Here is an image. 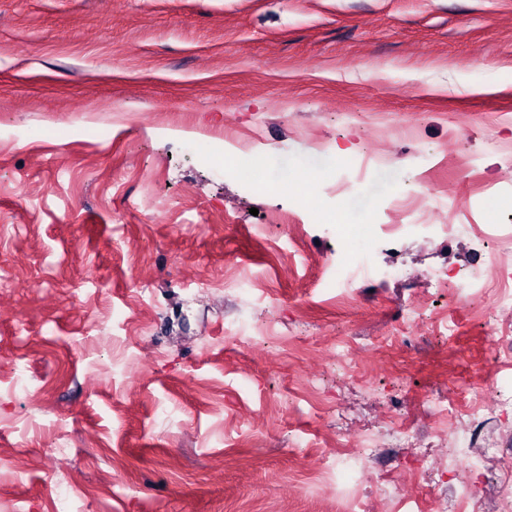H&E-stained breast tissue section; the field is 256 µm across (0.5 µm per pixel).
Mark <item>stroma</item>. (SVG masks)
Returning a JSON list of instances; mask_svg holds the SVG:
<instances>
[{
	"label": "stroma",
	"instance_id": "1",
	"mask_svg": "<svg viewBox=\"0 0 512 512\" xmlns=\"http://www.w3.org/2000/svg\"><path fill=\"white\" fill-rule=\"evenodd\" d=\"M226 126L246 165L220 163ZM428 169L455 232L386 236ZM285 174L320 211L266 191ZM492 229L512 232V0H0V512H318L340 413L432 512L454 490L414 481L388 423L430 442L424 399L461 404L491 364L428 274L480 271ZM269 305L276 333L226 335Z\"/></svg>",
	"mask_w": 512,
	"mask_h": 512
}]
</instances>
